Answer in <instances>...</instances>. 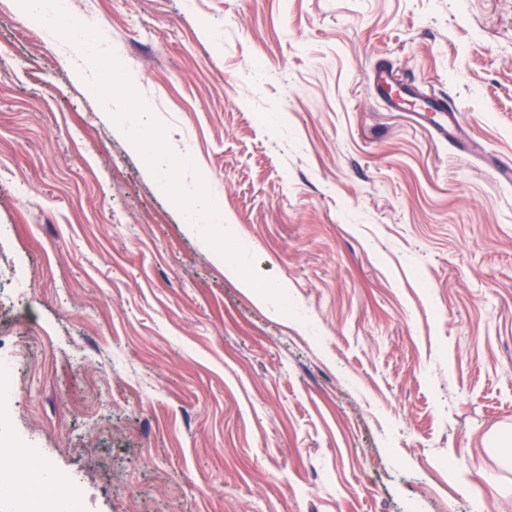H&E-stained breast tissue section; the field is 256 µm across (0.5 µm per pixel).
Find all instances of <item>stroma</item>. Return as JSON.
I'll return each mask as SVG.
<instances>
[{"mask_svg":"<svg viewBox=\"0 0 512 512\" xmlns=\"http://www.w3.org/2000/svg\"><path fill=\"white\" fill-rule=\"evenodd\" d=\"M283 292L225 276L0 0V434L84 512H512V0H73ZM448 100L435 142L369 83ZM32 286L17 295L15 265ZM16 368L15 360L8 355L0 354V424L10 412L11 403L14 399L12 377Z\"/></svg>","mask_w":512,"mask_h":512,"instance_id":"1","label":"stroma"}]
</instances>
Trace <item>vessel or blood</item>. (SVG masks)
<instances>
[{"instance_id":"b4317fda","label":"vessel or blood","mask_w":512,"mask_h":512,"mask_svg":"<svg viewBox=\"0 0 512 512\" xmlns=\"http://www.w3.org/2000/svg\"><path fill=\"white\" fill-rule=\"evenodd\" d=\"M372 83L390 108L410 113L427 128L431 138L446 142L463 140L470 153H481L482 147L478 142L467 141L460 113L448 107L442 99L429 96L416 87L397 86L392 68L384 65L373 70Z\"/></svg>"}]
</instances>
